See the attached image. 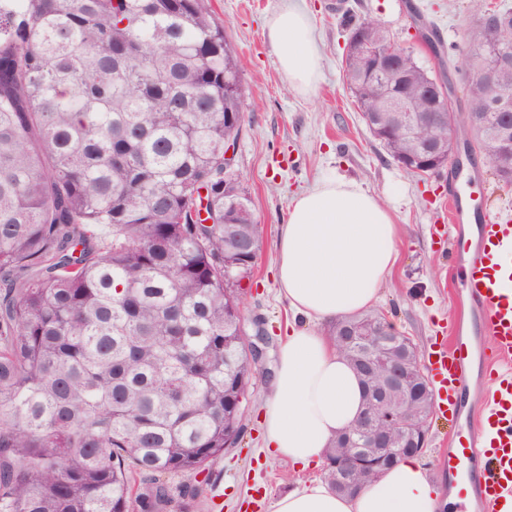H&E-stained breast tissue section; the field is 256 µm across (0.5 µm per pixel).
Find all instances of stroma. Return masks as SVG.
I'll use <instances>...</instances> for the list:
<instances>
[{"instance_id":"obj_1","label":"stroma","mask_w":512,"mask_h":512,"mask_svg":"<svg viewBox=\"0 0 512 512\" xmlns=\"http://www.w3.org/2000/svg\"><path fill=\"white\" fill-rule=\"evenodd\" d=\"M284 0H211L215 16L243 63L247 110L234 153L236 174L250 197L263 232L258 261L245 284L246 316L266 321V358L246 400L247 421L238 447L210 464L206 475L169 476L172 486L197 488L195 498L174 495L168 512H270L271 502L298 483L320 480L322 467L301 468L272 456L262 411L290 317L274 281L277 241L293 197L333 172L379 195L402 226L399 260L383 289L377 312L429 359L433 344L450 339L454 325L470 326L473 313L457 267L449 263V172L421 179L401 169L367 130L343 81L342 56L349 22L372 19L393 40L413 50L436 72L447 60L422 43V24H433L443 46L462 48L474 15L467 0H303L312 15L321 59L313 93L290 90L265 33L267 17ZM459 181H470L483 212H512V184L498 181L481 152L466 160ZM458 424L451 416L431 420L423 461L431 480L447 491L442 460Z\"/></svg>"}]
</instances>
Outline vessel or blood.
I'll use <instances>...</instances> for the list:
<instances>
[{
  "label": "vessel or blood",
  "instance_id": "obj_1",
  "mask_svg": "<svg viewBox=\"0 0 512 512\" xmlns=\"http://www.w3.org/2000/svg\"><path fill=\"white\" fill-rule=\"evenodd\" d=\"M450 224L456 225L466 296L478 314V328L493 342L494 359L483 370L486 401L481 412H467L462 394L477 352L470 338L437 343L430 362L440 404L464 419L448 450V487L476 512H495L500 499L512 497V217L476 215L471 197L453 190ZM474 224L475 234L461 232Z\"/></svg>",
  "mask_w": 512,
  "mask_h": 512
}]
</instances>
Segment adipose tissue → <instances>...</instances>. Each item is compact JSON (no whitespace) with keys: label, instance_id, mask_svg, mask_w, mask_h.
Listing matches in <instances>:
<instances>
[{"label":"adipose tissue","instance_id":"1","mask_svg":"<svg viewBox=\"0 0 512 512\" xmlns=\"http://www.w3.org/2000/svg\"><path fill=\"white\" fill-rule=\"evenodd\" d=\"M291 88H315L320 48L309 12L286 0L266 21ZM401 237L389 207L352 180L333 174L295 196L278 239L276 284L295 319L281 347L263 414L275 455L319 464L330 442L363 408V385L319 326L373 306L391 279ZM421 459H402L352 497L313 482L274 499L271 512H453Z\"/></svg>","mask_w":512,"mask_h":512}]
</instances>
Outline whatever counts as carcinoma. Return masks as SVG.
I'll list each match as a JSON object with an SVG mask.
<instances>
[{"instance_id": "obj_1", "label": "carcinoma", "mask_w": 512, "mask_h": 512, "mask_svg": "<svg viewBox=\"0 0 512 512\" xmlns=\"http://www.w3.org/2000/svg\"><path fill=\"white\" fill-rule=\"evenodd\" d=\"M467 46L490 42L470 0ZM389 45L388 32L360 22ZM402 93L433 75L407 54ZM344 77L361 118L381 105L369 62ZM461 112L492 90L471 83ZM241 63L210 0H0V512H164L168 475L241 440L257 374L237 328L261 227L224 145L245 124ZM479 151L496 171L512 112ZM373 137L397 161L441 137ZM206 212L212 224L201 218ZM375 334L383 318H350Z\"/></svg>"}]
</instances>
